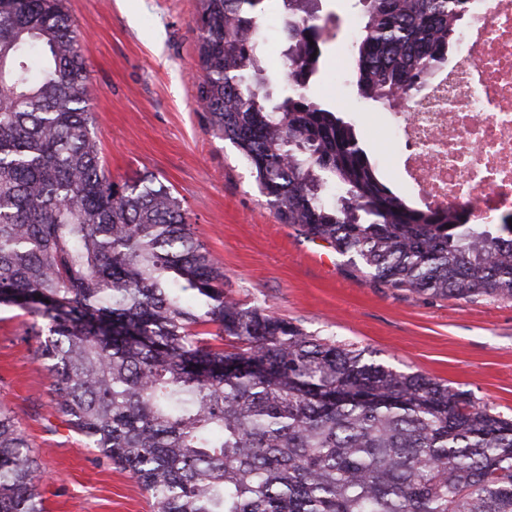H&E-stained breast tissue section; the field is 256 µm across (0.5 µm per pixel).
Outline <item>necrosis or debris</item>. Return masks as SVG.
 Listing matches in <instances>:
<instances>
[{
    "instance_id": "necrosis-or-debris-1",
    "label": "necrosis or debris",
    "mask_w": 512,
    "mask_h": 512,
    "mask_svg": "<svg viewBox=\"0 0 512 512\" xmlns=\"http://www.w3.org/2000/svg\"><path fill=\"white\" fill-rule=\"evenodd\" d=\"M459 48L437 70L425 112H408L393 137L416 206L469 211L480 224L512 209V0H472Z\"/></svg>"
}]
</instances>
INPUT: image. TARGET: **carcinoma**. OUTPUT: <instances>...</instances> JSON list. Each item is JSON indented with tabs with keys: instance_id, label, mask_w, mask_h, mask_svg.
Instances as JSON below:
<instances>
[{
	"instance_id": "carcinoma-1",
	"label": "carcinoma",
	"mask_w": 512,
	"mask_h": 512,
	"mask_svg": "<svg viewBox=\"0 0 512 512\" xmlns=\"http://www.w3.org/2000/svg\"><path fill=\"white\" fill-rule=\"evenodd\" d=\"M197 101L283 224L371 280L512 300V213L411 207L342 109L307 94L317 0H281L286 96L269 104L264 0H198ZM350 74L382 105L448 55L470 0H359ZM86 44L63 0H0V308L40 320L51 408L156 512H512V419L224 295V272L154 176L101 156ZM0 401V512H44Z\"/></svg>"
}]
</instances>
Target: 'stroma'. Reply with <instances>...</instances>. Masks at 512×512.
I'll return each mask as SVG.
<instances>
[{"label": "stroma", "instance_id": "35a3bbf8", "mask_svg": "<svg viewBox=\"0 0 512 512\" xmlns=\"http://www.w3.org/2000/svg\"><path fill=\"white\" fill-rule=\"evenodd\" d=\"M87 42L90 110L113 179L152 175L172 188L199 241L224 271L226 295L264 305L307 334L363 350L472 394L512 416V300L436 298L366 279L345 257L280 223L236 147L209 131L199 108L196 0H66ZM342 47L353 0H320ZM345 115L375 164L395 174L403 151L388 145L392 109L342 86ZM34 319L0 311V399L13 410L36 457L46 512H154L128 471L100 459L50 408L51 379L36 358Z\"/></svg>", "mask_w": 512, "mask_h": 512}]
</instances>
